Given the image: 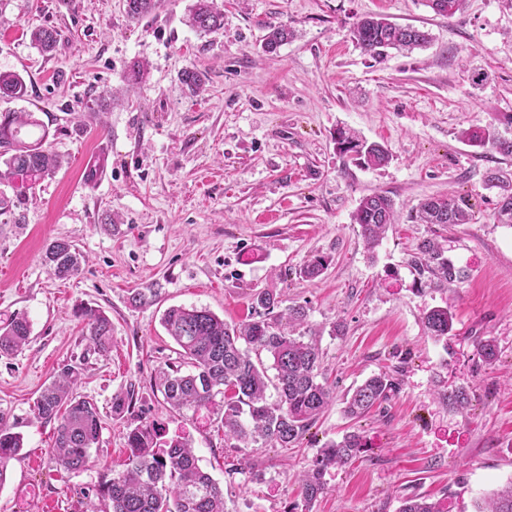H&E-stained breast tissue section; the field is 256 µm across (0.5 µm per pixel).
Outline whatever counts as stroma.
Returning a JSON list of instances; mask_svg holds the SVG:
<instances>
[{
	"instance_id": "1",
	"label": "stroma",
	"mask_w": 512,
	"mask_h": 512,
	"mask_svg": "<svg viewBox=\"0 0 512 512\" xmlns=\"http://www.w3.org/2000/svg\"><path fill=\"white\" fill-rule=\"evenodd\" d=\"M219 2L223 29L202 35L187 23L192 0H161L137 23L127 20L125 0H0V71L20 74L29 90L22 99L0 96V114L35 113L62 161L17 214L0 215V319L23 314L32 328L27 346L0 357V415L24 439L0 486V512H84L126 469L125 434L141 417L189 436L228 512H292L301 471L354 429L367 450L326 473L329 490L311 512H399L415 495L447 512H474L512 479V226L499 221L486 181L490 170H512V157L462 133L512 138V0H467L451 17L426 0ZM367 15L421 27L431 40L373 59L351 36ZM272 23L295 36L267 53ZM38 27L56 30L53 52L31 42ZM136 58L148 76L130 86L122 71ZM188 68L202 73V92L182 84ZM106 96L107 110L94 111ZM340 128L383 144L390 162L367 168L339 155ZM102 153L106 169L85 183V158ZM375 192L394 200L398 222L371 250L352 216ZM448 194L470 205L472 220L437 235L415 209ZM433 236L460 279L416 282L409 261ZM57 239L86 258L67 279L42 260ZM315 256L328 266L304 278ZM149 286L159 302L131 306L129 295ZM265 291L304 306L321 329L334 399L298 447L249 448L264 471L254 481L229 474L216 411L170 414L150 373L177 358L159 323L165 308L205 307L237 323ZM82 307L110 317L108 356L85 355ZM436 307L454 315L440 342L423 324ZM487 338L499 350L490 363L478 355ZM65 362L80 364L79 391L103 426L88 466L75 472L56 467L54 425L32 415ZM382 370L398 379L397 393L364 419H348L346 393ZM451 388L465 390L467 410L446 405ZM127 391L133 413L113 415V397Z\"/></svg>"
}]
</instances>
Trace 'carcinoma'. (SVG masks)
<instances>
[{
	"label": "carcinoma",
	"instance_id": "carcinoma-1",
	"mask_svg": "<svg viewBox=\"0 0 512 512\" xmlns=\"http://www.w3.org/2000/svg\"><path fill=\"white\" fill-rule=\"evenodd\" d=\"M160 0H126V17L132 22L154 13ZM465 0H428L438 15L452 17L461 11ZM188 22L198 32L208 34L224 27V12L216 0H193ZM294 36L283 24L269 25L263 50L273 52ZM353 39L363 52L380 58L388 48L412 49L429 42L428 32L412 26H400L381 15L359 20L352 30ZM31 41L44 53L55 49L57 32L38 28ZM147 75V65L132 61L125 78L138 83ZM181 81L191 93L203 87L202 74L186 69ZM0 92L15 98L26 96L24 78L15 72H0ZM39 128L41 135L30 140L27 129ZM471 144L491 146L502 156H512V139L486 138L477 130L462 132ZM47 128L31 112H6L0 115V184L13 189V196L0 195V211L13 210L23 204L26 191L34 188L59 167L57 155L45 146ZM339 153L359 164L378 168L389 161L387 149L380 143L367 142L351 131L336 132ZM487 182L498 189V218L512 223V173L503 169L489 172ZM416 218L421 224L443 228L450 224H467L471 214L463 201L448 196L431 197L420 203ZM360 234L373 249L396 223L393 200L383 193L363 197L353 215ZM44 262L49 271L66 278L77 274L84 255L68 240L57 239L45 249ZM418 280L436 278L453 282L460 271L445 256L439 243L430 238L422 241L410 259ZM255 317L229 324L204 307L171 306L161 318L167 334L179 347L178 363L155 369L151 387L161 393L170 411L186 415L215 404L224 395V441L236 452L251 443L262 442L279 448H294L316 417L333 399L334 391L319 380L321 350L318 331L308 325L307 313L300 306H282L270 293H260L253 301ZM86 321V352L105 354L112 347V321L101 310L80 309ZM429 336L448 338L453 316L444 309L424 316ZM31 339V324L23 314L10 316L0 323V357L21 350ZM273 360L274 377L262 360V353ZM82 372L73 364H64L39 392L33 405L36 418L57 421L54 432L55 462L67 471L80 470L88 464L91 449L96 447L102 430L96 404L79 395ZM274 388L275 399L267 391ZM398 390L397 379L379 372L356 386L345 400V413L358 419L374 407L389 401ZM129 449L128 467L116 478L102 485L100 505L92 504L85 512H225L224 490L198 464L192 441L181 435H168L165 425L156 419L140 421L126 431ZM24 447L23 436L12 431L0 416V487L7 480L11 459ZM365 437L356 431L339 441H330L301 475L300 494L307 508L326 490L325 474L336 466H345L365 452ZM475 512H512V480L489 493L475 504ZM399 512H442L440 504L426 497H409Z\"/></svg>",
	"mask_w": 512,
	"mask_h": 512
}]
</instances>
